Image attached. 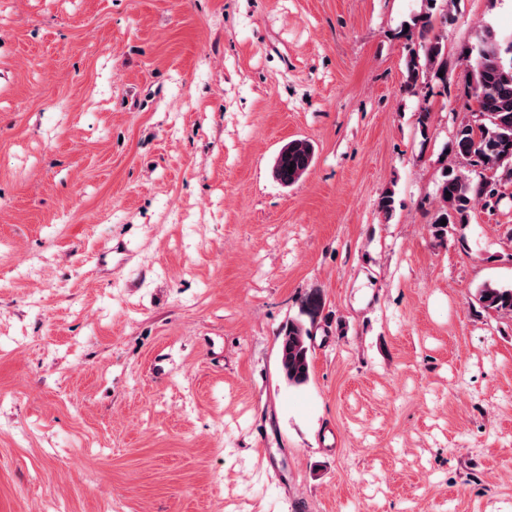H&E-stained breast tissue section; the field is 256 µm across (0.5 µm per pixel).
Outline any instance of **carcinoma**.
Here are the masks:
<instances>
[{"label": "carcinoma", "mask_w": 512, "mask_h": 512, "mask_svg": "<svg viewBox=\"0 0 512 512\" xmlns=\"http://www.w3.org/2000/svg\"><path fill=\"white\" fill-rule=\"evenodd\" d=\"M418 30L405 32L407 39H419L420 50L409 54L407 87L414 88L430 73H443L448 81V59L442 38L433 33L435 19L426 14L418 19ZM466 79L474 99L475 122L461 123L451 141L452 152L472 167L499 172L494 181H473L462 173L445 170L438 188L439 207L431 221L438 238L448 236L451 229L469 223L470 213L480 199L498 194V184L512 181V41L502 46L495 33L485 31L478 43L465 52ZM314 148L306 140L295 139L278 153L273 166L276 180L291 186L309 170ZM293 170H288V167ZM451 197H446V193ZM446 225H441V220ZM477 302L487 311L512 315V286L484 283L476 290ZM324 308L318 288L311 289L301 300L298 314L282 326L280 362L285 379L301 386L310 377L311 341Z\"/></svg>", "instance_id": "carcinoma-1"}]
</instances>
